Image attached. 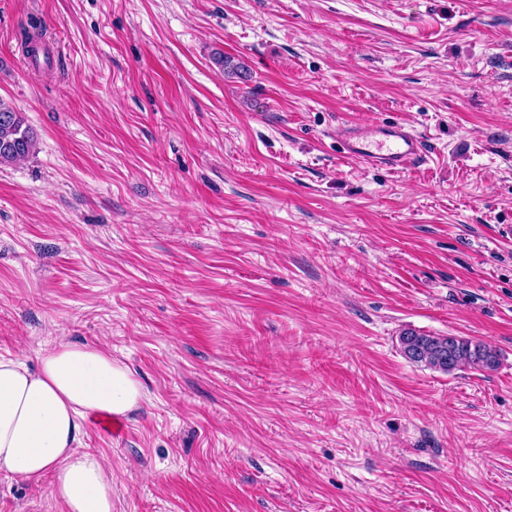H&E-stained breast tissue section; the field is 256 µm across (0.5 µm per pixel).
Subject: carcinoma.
Listing matches in <instances>:
<instances>
[{"instance_id":"1","label":"carcinoma","mask_w":512,"mask_h":512,"mask_svg":"<svg viewBox=\"0 0 512 512\" xmlns=\"http://www.w3.org/2000/svg\"><path fill=\"white\" fill-rule=\"evenodd\" d=\"M36 144V134L23 113L0 100V165L28 157ZM406 359L445 374L462 368L493 371L500 354L489 344L462 336H435L408 330L399 336Z\"/></svg>"}]
</instances>
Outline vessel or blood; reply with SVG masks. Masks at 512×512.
<instances>
[{
  "label": "vessel or blood",
  "instance_id": "b4317fda",
  "mask_svg": "<svg viewBox=\"0 0 512 512\" xmlns=\"http://www.w3.org/2000/svg\"><path fill=\"white\" fill-rule=\"evenodd\" d=\"M336 135L344 157L394 172L419 165L426 156L422 137L401 123L346 124Z\"/></svg>",
  "mask_w": 512,
  "mask_h": 512
}]
</instances>
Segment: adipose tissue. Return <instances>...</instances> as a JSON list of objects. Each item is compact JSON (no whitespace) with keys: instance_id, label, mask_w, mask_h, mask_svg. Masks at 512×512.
<instances>
[{"instance_id":"1","label":"adipose tissue","mask_w":512,"mask_h":512,"mask_svg":"<svg viewBox=\"0 0 512 512\" xmlns=\"http://www.w3.org/2000/svg\"><path fill=\"white\" fill-rule=\"evenodd\" d=\"M142 397L126 366L98 347L63 342L37 367L0 356V473L48 482L65 512H112V470L80 451L84 423H118Z\"/></svg>"}]
</instances>
